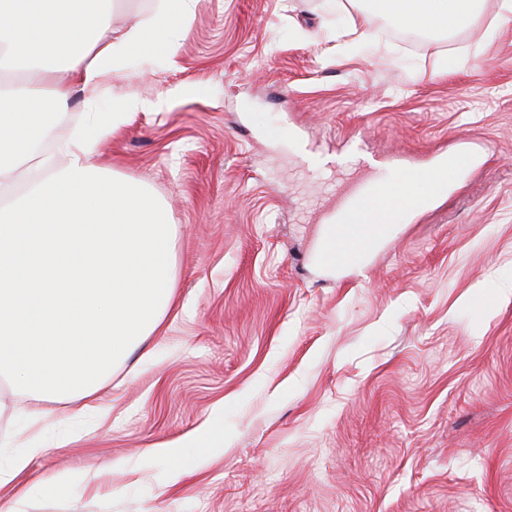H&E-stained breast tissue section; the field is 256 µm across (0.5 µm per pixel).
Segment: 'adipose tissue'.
Masks as SVG:
<instances>
[{
  "label": "adipose tissue",
  "mask_w": 512,
  "mask_h": 512,
  "mask_svg": "<svg viewBox=\"0 0 512 512\" xmlns=\"http://www.w3.org/2000/svg\"><path fill=\"white\" fill-rule=\"evenodd\" d=\"M200 0H161L151 15L112 31V0H0V72L23 78L0 92V189L28 169L37 121L47 105L66 109L75 89L104 90L127 53L149 37L177 45ZM404 31L447 32L467 24L480 0H365ZM70 81L47 84L46 64ZM134 97L94 113L93 134L66 146L63 170L0 211V375L37 399L74 397L75 416L99 402L114 363L160 326L175 288L163 249L175 226L143 184L106 178L94 159L101 136L147 109ZM333 242L336 263L358 268L381 245L371 230L337 236L323 225L318 246Z\"/></svg>",
  "instance_id": "obj_1"
}]
</instances>
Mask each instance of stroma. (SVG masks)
Segmentation results:
<instances>
[{
    "instance_id": "35a3bbf8",
    "label": "stroma",
    "mask_w": 512,
    "mask_h": 512,
    "mask_svg": "<svg viewBox=\"0 0 512 512\" xmlns=\"http://www.w3.org/2000/svg\"><path fill=\"white\" fill-rule=\"evenodd\" d=\"M483 0L453 33L399 39L360 0H202L96 96L152 110L96 161L167 204L172 304L105 381L107 412L0 382V434L43 409L14 512H512V24ZM75 91L39 156L85 121ZM466 148L446 194L362 269L317 255L339 189ZM207 432L165 482L150 447ZM62 469L90 481L65 492Z\"/></svg>"
}]
</instances>
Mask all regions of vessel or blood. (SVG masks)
<instances>
[{"label":"vessel or blood","instance_id":"b4317fda","mask_svg":"<svg viewBox=\"0 0 512 512\" xmlns=\"http://www.w3.org/2000/svg\"><path fill=\"white\" fill-rule=\"evenodd\" d=\"M467 160V154L452 152L437 165L404 168L402 182L377 181L359 188L344 197L337 222L366 225L386 236L391 225L402 223L408 213L421 208L449 184Z\"/></svg>","mask_w":512,"mask_h":512}]
</instances>
